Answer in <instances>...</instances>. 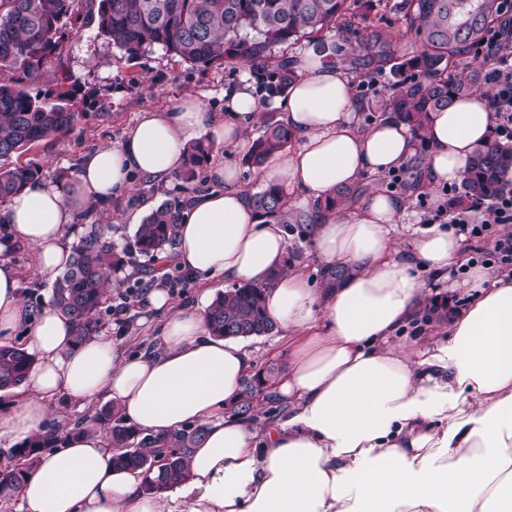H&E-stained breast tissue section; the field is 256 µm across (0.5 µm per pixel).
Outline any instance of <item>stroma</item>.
I'll use <instances>...</instances> for the list:
<instances>
[{"instance_id": "1", "label": "stroma", "mask_w": 512, "mask_h": 512, "mask_svg": "<svg viewBox=\"0 0 512 512\" xmlns=\"http://www.w3.org/2000/svg\"><path fill=\"white\" fill-rule=\"evenodd\" d=\"M403 0H382L372 11H365L361 0H351V23L327 33L326 42L336 43L340 51L333 63L345 64L353 74L354 95L361 104V122L379 121L376 104L388 87L394 86V63L413 58L423 50L422 37L416 24L404 17ZM512 14V0H490L488 7L476 15L475 31L464 30L457 44L448 49V72L470 78L473 73L487 74L484 55L475 51L482 32L497 28L502 13ZM66 60L78 96L87 107L73 131L36 144L29 157L42 167V180H54L61 171L74 172L79 158L105 145L118 144L135 123L139 112L146 109L163 111L187 95L202 98L209 105H224L225 86L249 77L254 88H261L271 73L265 65H192L167 55L161 48L147 51L133 63L119 61L116 50L108 47L94 25L87 24L69 41ZM389 189L391 195L405 197L407 211L414 217L451 206L453 197L447 185L421 189L403 183L391 185L389 177L365 176L356 186L364 192L371 186ZM208 169L198 171L191 183L171 178L167 185L157 186L139 178L134 182L135 195L148 198L153 205L176 201L187 205L195 192L210 188ZM288 263L302 269L311 283L321 285L325 267L316 254L307 225L289 224ZM34 247L13 255L12 264L19 271V288L24 303L32 313H40L49 302V281L36 273ZM102 329L122 348L138 352L158 341L157 316L145 311L142 301L131 302L123 315H116L113 304H106L101 314ZM256 369L285 367L288 339L283 329L271 334L246 339Z\"/></svg>"}]
</instances>
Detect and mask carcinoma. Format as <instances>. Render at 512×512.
Listing matches in <instances>:
<instances>
[{
    "mask_svg": "<svg viewBox=\"0 0 512 512\" xmlns=\"http://www.w3.org/2000/svg\"><path fill=\"white\" fill-rule=\"evenodd\" d=\"M347 0H0V158H15L0 167V203L42 174L38 163L26 158L31 148L46 139L72 131L81 113L74 110L76 89L70 83L65 59L66 43L77 24H96L107 45L131 63L157 46L191 64H256L271 59L275 48L336 27L347 13ZM404 9L418 19L426 53L398 67L424 68L426 83L403 79L378 102L381 115L422 132L428 114L448 106L451 96L469 90V84L448 79V44L458 27L451 22L454 5L448 0H404ZM54 69V84L40 89L47 69ZM294 78L291 61L277 63L273 80L264 91L273 97L285 93ZM291 141L288 127L268 120L253 142L244 163L259 168L266 155ZM213 145L200 141L189 148L188 165L181 179L190 181L207 164ZM512 185V146L491 142L475 156L462 183L459 201L489 200ZM255 208L293 224L280 190L268 187L252 196ZM180 208L166 202L137 224L132 246L120 249L101 224H74L69 265L51 284L50 305L74 322V342L83 344L99 331L97 314L110 299L112 274L121 272L136 253L153 259L177 240ZM264 288L244 284L216 296L207 312L212 335L247 338L272 333L276 324L266 311ZM34 357L19 343L0 344V390L27 380ZM273 368L259 371L245 382L240 406L251 414V385H267ZM105 430L114 448L115 466L141 469L145 490L154 492L186 475L187 461L204 434L201 426H188L166 443L155 446L127 424L115 406L68 425H56L43 435L23 441L0 464V503L12 499L33 464L45 453L64 446L75 431Z\"/></svg>",
    "mask_w": 512,
    "mask_h": 512,
    "instance_id": "obj_1",
    "label": "carcinoma"
}]
</instances>
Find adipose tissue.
<instances>
[{
  "label": "adipose tissue",
  "instance_id": "ef3b65f1",
  "mask_svg": "<svg viewBox=\"0 0 512 512\" xmlns=\"http://www.w3.org/2000/svg\"><path fill=\"white\" fill-rule=\"evenodd\" d=\"M293 68L282 114L292 140L258 177L307 215L324 265L348 271L340 284L317 288L287 267L283 224L258 212L239 180L233 157L249 150L262 110L245 78L225 88L223 111L186 96L142 112L119 144L84 155L67 184L29 183L0 208L12 232L0 243V340L23 332L35 357L28 381L0 407V438L46 431L58 400L83 409L112 401L160 442L190 424L204 428L185 478L152 494L144 473L113 468L102 433L74 436L27 475L23 512H512V277L471 269L463 311L420 343L396 342L420 315L416 267L447 277L464 262L460 243L437 224L415 226L409 244L394 239L406 201L376 187L323 209L361 175L406 166L416 137L390 120L360 125L345 67L310 52ZM491 100L474 89L430 113L421 135L429 184L463 180L490 140ZM202 140L227 157L211 164L213 189L193 194L181 212L171 259L200 278L266 289L289 352L268 391L282 412L260 427L224 412L252 359L239 340L211 335L209 294L175 309L155 283L145 299L163 316L155 351L125 352L104 333L77 348L69 317L51 308L32 315L8 258L14 242L32 245L38 274L55 277L70 259V225L120 199L133 214L150 209L131 197L132 176L168 183Z\"/></svg>",
  "mask_w": 512,
  "mask_h": 512
}]
</instances>
